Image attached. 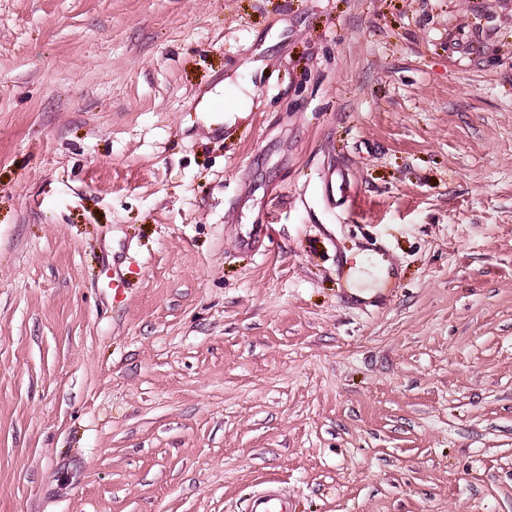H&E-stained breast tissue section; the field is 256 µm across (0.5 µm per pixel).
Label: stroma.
I'll return each instance as SVG.
<instances>
[{
  "label": "stroma",
  "instance_id": "35a3bbf8",
  "mask_svg": "<svg viewBox=\"0 0 512 512\" xmlns=\"http://www.w3.org/2000/svg\"><path fill=\"white\" fill-rule=\"evenodd\" d=\"M269 480L512 512V0H0V512Z\"/></svg>",
  "mask_w": 512,
  "mask_h": 512
}]
</instances>
